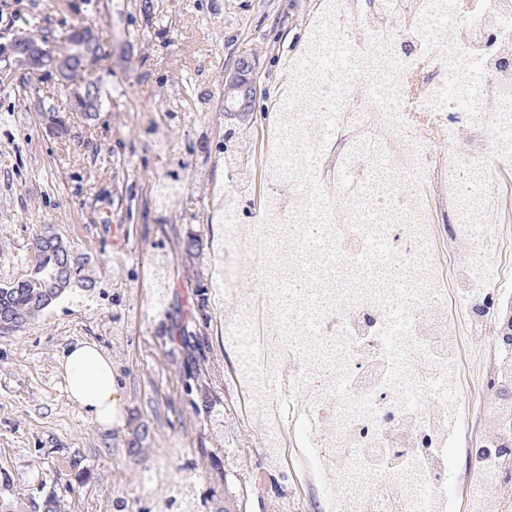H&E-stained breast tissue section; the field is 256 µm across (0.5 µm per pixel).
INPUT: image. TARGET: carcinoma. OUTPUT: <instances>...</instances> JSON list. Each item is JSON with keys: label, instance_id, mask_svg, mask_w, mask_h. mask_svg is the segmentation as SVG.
I'll return each mask as SVG.
<instances>
[{"label": "carcinoma", "instance_id": "cac0c4a2", "mask_svg": "<svg viewBox=\"0 0 512 512\" xmlns=\"http://www.w3.org/2000/svg\"><path fill=\"white\" fill-rule=\"evenodd\" d=\"M257 133L247 125H239L224 134L216 144L206 143L203 152L215 154L221 160L235 155L238 163L231 170L233 178L245 185L238 196L236 210L249 218L253 203L251 184L253 170V145ZM190 163L176 158L170 163L165 180L156 188L158 201L164 202L183 192L187 183ZM31 250L36 264L28 267L26 273L0 287V337L11 336L30 325L48 308L73 291L80 289L87 293L90 305L96 306L107 296H112V305L118 306L125 298L126 289L135 287L136 277L126 276L122 282L112 281V291H107L104 280L86 274L87 259L78 253L75 246L45 226L33 236ZM166 488L159 494L140 497L136 500L138 512H207V499L197 485L188 481L169 479L168 470L159 472ZM11 479L0 472V512H18L10 494ZM38 512H62L61 500L53 490L42 495L37 504Z\"/></svg>", "mask_w": 512, "mask_h": 512}]
</instances>
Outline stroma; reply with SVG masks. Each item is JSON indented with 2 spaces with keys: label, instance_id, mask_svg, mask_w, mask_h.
<instances>
[{
  "label": "stroma",
  "instance_id": "35a3bbf8",
  "mask_svg": "<svg viewBox=\"0 0 512 512\" xmlns=\"http://www.w3.org/2000/svg\"><path fill=\"white\" fill-rule=\"evenodd\" d=\"M95 11L85 0H0V30L7 22L32 33L63 38L79 24L95 25L104 44L99 77L104 106L94 122L72 111L54 77L39 93L15 76L0 91V281L24 274L30 243L40 225H53L84 254L99 277L134 274L121 316L127 341L112 348V312L88 309L79 295L63 298L14 336L0 337V470L13 480L23 512H35L39 489H54L65 512H112L119 489L134 496L157 493L142 469L166 464L171 479H193L202 492L226 450L213 436L201 397L187 395L184 372L193 363L179 336L207 324L216 409L235 412L224 377L238 365L236 348L224 344V279L214 274L205 315L192 311L194 288L211 258L223 255L227 232L213 212L211 192H224L230 175L222 162L205 160L201 138L222 133L216 102L225 68L246 50L257 51L261 82L274 88L285 78L283 63L299 52L316 0H103ZM187 116L168 119L179 100ZM65 116L69 132L47 133L39 106ZM189 162L186 193L166 211L155 208L152 185L168 169L169 154ZM199 234L200 257L184 243ZM168 251L167 320L152 312L151 245ZM94 341L110 354L118 374L122 419L104 428L72 400L59 371L71 345ZM244 470L228 474L229 492L211 495L208 512H269L276 491L293 485L305 461L269 472L258 439L242 434L233 450ZM80 458L83 470L69 469ZM193 469L182 470L183 461Z\"/></svg>",
  "mask_w": 512,
  "mask_h": 512
}]
</instances>
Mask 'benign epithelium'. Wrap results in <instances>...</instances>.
I'll use <instances>...</instances> for the list:
<instances>
[{
	"instance_id": "1",
	"label": "benign epithelium",
	"mask_w": 512,
	"mask_h": 512,
	"mask_svg": "<svg viewBox=\"0 0 512 512\" xmlns=\"http://www.w3.org/2000/svg\"><path fill=\"white\" fill-rule=\"evenodd\" d=\"M104 54L103 44L96 39V30L89 27L82 43L73 52L48 54L36 39L23 28L11 31L6 41H0V84L7 83L20 71L36 86L47 74L57 78L84 118L101 112L102 101L97 92L99 65ZM259 59L242 55L221 79L224 126L246 122L259 96Z\"/></svg>"
}]
</instances>
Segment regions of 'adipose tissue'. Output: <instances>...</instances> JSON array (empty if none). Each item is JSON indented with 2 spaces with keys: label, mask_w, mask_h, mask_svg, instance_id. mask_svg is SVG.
<instances>
[{
  "label": "adipose tissue",
  "mask_w": 512,
  "mask_h": 512,
  "mask_svg": "<svg viewBox=\"0 0 512 512\" xmlns=\"http://www.w3.org/2000/svg\"><path fill=\"white\" fill-rule=\"evenodd\" d=\"M70 399L97 424L115 423L119 404L112 375V361L89 342L65 350L60 361Z\"/></svg>",
  "instance_id": "1"
}]
</instances>
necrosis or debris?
Returning <instances> with one entry per match:
<instances>
[{
  "mask_svg": "<svg viewBox=\"0 0 512 512\" xmlns=\"http://www.w3.org/2000/svg\"><path fill=\"white\" fill-rule=\"evenodd\" d=\"M341 36L357 64L332 71L322 61ZM300 55L309 65L293 70L266 137L280 191L224 249L264 242L257 269L224 281L233 319L256 333L234 372L243 419L278 470L296 448L288 419L306 414L311 464L297 488L316 492L319 512H452L442 487L466 383L459 339H487L512 302V183L498 177L512 168V0H471L463 15L455 0H323ZM413 76L412 109L435 124L425 137L390 118ZM477 224L490 232L476 237ZM441 239L466 261L447 267ZM256 274L257 294L245 286ZM452 288L468 300L460 318ZM480 385L492 399L466 509L512 512V352L494 351Z\"/></svg>",
  "mask_w": 512,
  "mask_h": 512,
  "instance_id": "4bbe7bcc",
  "label": "necrosis or debris"
}]
</instances>
